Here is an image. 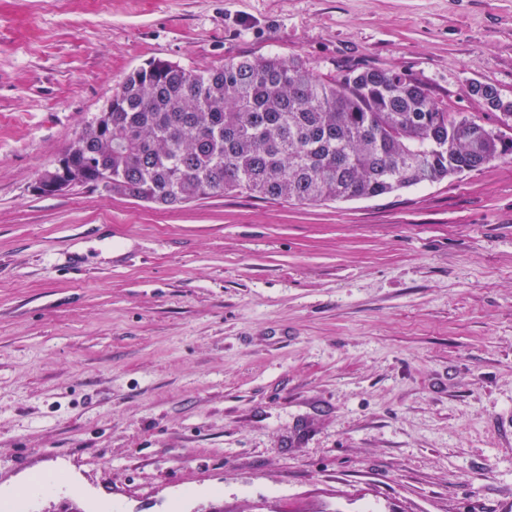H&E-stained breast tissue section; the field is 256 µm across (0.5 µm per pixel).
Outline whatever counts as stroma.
I'll list each match as a JSON object with an SVG mask.
<instances>
[{
  "label": "stroma",
  "mask_w": 512,
  "mask_h": 512,
  "mask_svg": "<svg viewBox=\"0 0 512 512\" xmlns=\"http://www.w3.org/2000/svg\"><path fill=\"white\" fill-rule=\"evenodd\" d=\"M412 73L512 138V0H0L13 512H512V159L368 199L33 185L147 60ZM471 92L488 110L498 111L504 123L512 119V100L504 99L494 85L476 82L472 84ZM68 487L66 479L59 473H48L30 479L25 485L14 490L3 493L5 499L26 496L31 498L40 497L46 493L55 492Z\"/></svg>",
  "instance_id": "obj_1"
}]
</instances>
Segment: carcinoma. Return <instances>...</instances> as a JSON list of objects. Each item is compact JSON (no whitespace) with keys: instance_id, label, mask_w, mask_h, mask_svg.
<instances>
[{"instance_id":"obj_1","label":"carcinoma","mask_w":512,"mask_h":512,"mask_svg":"<svg viewBox=\"0 0 512 512\" xmlns=\"http://www.w3.org/2000/svg\"><path fill=\"white\" fill-rule=\"evenodd\" d=\"M512 119V100L472 84ZM80 185L176 207L213 194L300 203L375 198L512 156V138L450 112L412 74L353 66L333 81L299 58L132 70L65 149Z\"/></svg>"}]
</instances>
